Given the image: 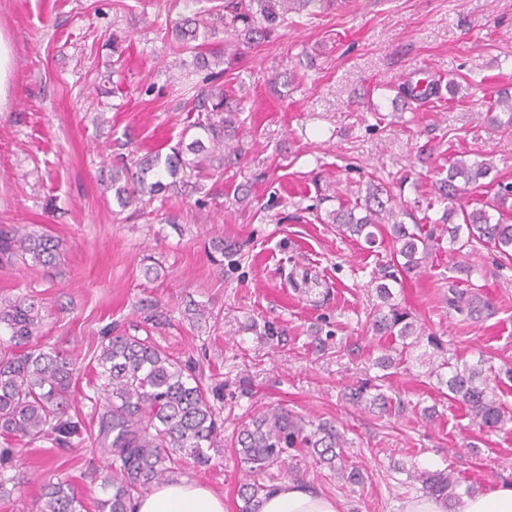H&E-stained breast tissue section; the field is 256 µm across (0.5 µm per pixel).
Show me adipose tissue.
<instances>
[{
  "mask_svg": "<svg viewBox=\"0 0 512 512\" xmlns=\"http://www.w3.org/2000/svg\"><path fill=\"white\" fill-rule=\"evenodd\" d=\"M134 512H225L224 497L211 488L185 478L154 487L134 504ZM260 512H343L336 499L290 482L265 498Z\"/></svg>",
  "mask_w": 512,
  "mask_h": 512,
  "instance_id": "obj_1",
  "label": "adipose tissue"
}]
</instances>
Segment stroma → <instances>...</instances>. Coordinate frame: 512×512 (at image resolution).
Listing matches in <instances>:
<instances>
[{
	"instance_id": "obj_1",
	"label": "stroma",
	"mask_w": 512,
	"mask_h": 512,
	"mask_svg": "<svg viewBox=\"0 0 512 512\" xmlns=\"http://www.w3.org/2000/svg\"><path fill=\"white\" fill-rule=\"evenodd\" d=\"M177 13L156 0H0V37L13 50L0 108V224L36 225L63 246L53 268L0 264V301H41V342L77 359L80 394L109 324L189 364L216 391L224 445L185 477L223 493L226 512H238L246 479L238 430L268 407L341 433L362 483L342 484L307 453L275 468L274 483L320 489L343 512H402L420 493L414 467L448 469L478 492L512 482V424L486 431L448 399L429 374L426 342L380 367L392 341L372 323L391 237L371 247L329 220L374 183L400 221L434 226L425 268L392 285V301L441 340L444 356L486 360L512 411V259L481 245L454 251L437 200L452 153L493 164L467 201H493L512 183V125L502 111L492 127L487 113L488 100L512 95V0H332L312 18L289 14L224 75L239 108L237 162L204 191L123 208L105 189L115 156H166L197 135L189 90L205 74L171 38ZM429 80L436 96H406ZM242 192L245 208L235 202ZM457 292L472 314L453 309ZM193 303L212 318L191 320ZM371 378L392 399L387 413L347 398ZM105 465L87 442L23 445L0 512H36L42 484L57 479L81 493L84 512H99L92 476Z\"/></svg>"
}]
</instances>
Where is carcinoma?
I'll use <instances>...</instances> for the list:
<instances>
[{
	"label": "carcinoma",
	"mask_w": 512,
	"mask_h": 512,
	"mask_svg": "<svg viewBox=\"0 0 512 512\" xmlns=\"http://www.w3.org/2000/svg\"><path fill=\"white\" fill-rule=\"evenodd\" d=\"M330 0H222L204 10L182 13L171 27L180 47L193 54L194 66L208 72L213 85L192 95L194 108L204 114L193 127L203 133L190 143L194 158L180 153L167 157L164 167L157 159L134 162L136 170L125 165L112 170L110 182L117 202L126 207L144 194H155L176 183L198 186L202 179L231 161L235 150L228 141L235 136L236 113L219 81L225 69L242 57L241 46L267 41L286 21L288 13L306 11L319 14ZM225 34L224 41L211 39ZM491 164L482 160L469 163L454 158L448 176L438 186L439 200L447 204L443 215L452 224L450 243H459L455 235L460 226L467 230L462 246H491L507 256L512 252V224L495 218L486 206L471 210L458 203L466 187L487 176ZM171 182L165 184L164 178ZM463 178L464 186L455 184ZM361 217L354 209H339L330 214L331 223L373 245L375 230L390 225V235L398 247L393 249L382 278L397 281L421 269L430 253L432 231L423 225L407 226L397 220L381 189L366 190ZM460 219L461 224L454 223ZM61 244L54 237L28 229L27 225L0 224V263L17 261L52 265L60 258ZM386 309L374 316L373 329L381 336L399 339L401 348L407 339L421 335L412 317L389 302L388 285H379ZM43 321L42 305L32 296L0 301V436L30 444L48 441L58 447H71L83 441L84 422L70 413L71 396L80 369L68 354L48 350L35 343ZM92 393L83 399L96 414L98 431L94 442L108 460V472L101 481L107 497L98 501L99 512H133L136 498L155 484L165 481L192 463L209 466V450L222 447L223 429L207 390L178 358L172 356L150 336L114 335L103 332L100 353L95 357ZM448 369L443 379L442 369ZM485 370L480 365H460L442 360L432 374L445 380L451 397L461 402L481 427L496 430L512 421L489 391ZM367 394L361 386L350 393L355 405L367 403L385 412L391 404L381 386ZM236 453L246 467L249 481L239 489V512H259L263 498L276 490L262 482L270 470L282 465L288 452L300 447L310 450L315 460L326 464L350 484L361 479L359 470L343 464L344 442L336 428L320 422L313 424L285 408H272L253 416L239 431ZM14 449L0 450V493L8 479L4 473L13 466ZM413 481L425 495L436 496L453 506L460 500L459 481L446 469L414 470ZM38 512H82L83 502L74 488L62 481L44 485Z\"/></svg>",
	"instance_id": "1"
}]
</instances>
